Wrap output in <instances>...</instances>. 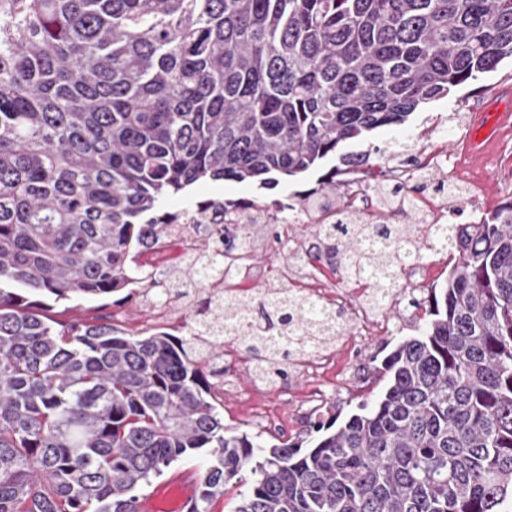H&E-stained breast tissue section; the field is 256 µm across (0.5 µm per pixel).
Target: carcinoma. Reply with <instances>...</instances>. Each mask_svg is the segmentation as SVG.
I'll return each mask as SVG.
<instances>
[{
  "instance_id": "obj_1",
  "label": "carcinoma",
  "mask_w": 512,
  "mask_h": 512,
  "mask_svg": "<svg viewBox=\"0 0 512 512\" xmlns=\"http://www.w3.org/2000/svg\"><path fill=\"white\" fill-rule=\"evenodd\" d=\"M512 59V0H0V512H136L144 486L211 451L190 512L255 479L234 512H506L512 502V199L448 225L453 265L418 336L338 429L303 444L236 434L208 400L224 340L266 377L346 327L286 287L222 307L211 270L250 241L188 256L189 286L139 264L176 224L164 199L203 180L271 189L338 155L300 197L323 257L384 301L437 247L350 224L337 176L373 177L404 142L343 153ZM139 288L185 305L189 334L63 324L45 297Z\"/></svg>"
}]
</instances>
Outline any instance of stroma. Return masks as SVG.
<instances>
[{"label":"stroma","instance_id":"35a3bbf8","mask_svg":"<svg viewBox=\"0 0 512 512\" xmlns=\"http://www.w3.org/2000/svg\"><path fill=\"white\" fill-rule=\"evenodd\" d=\"M512 85V60H504L497 71L482 75L476 82L456 87L444 97L422 105L402 125L377 129L359 142V149L390 143L411 141L422 161L406 175L407 185L420 184L429 175L427 165L433 147H447L454 164L444 179L448 187L461 181L474 185L480 200L477 209L457 211L452 221L472 224L491 212L497 205L512 197V131H502L482 159L467 155L464 144L471 131V115L499 90ZM321 169H314L289 179L276 189L265 190L251 182H201L170 202L171 210L188 209L206 199L251 200L264 205H293L298 195L317 189ZM430 272L426 279L408 282L406 291L396 292L380 313L386 328L377 336H363L347 330L333 354L332 363L314 374L290 372L266 386L255 382L248 369L235 366L227 376L236 381L239 392L228 395L216 392L225 426L261 436L262 440L282 437L288 440L308 439L316 415L335 416L344 424L357 413L364 400H375L386 388L388 378L382 361L401 341L418 335L427 317L424 309L412 306V299H426L430 289L444 285L451 265L447 256L428 254ZM51 316L61 322L75 320L95 322L112 318L123 328L145 332L154 329L152 309L143 298L135 296L122 302L92 299L73 306L72 302L52 303Z\"/></svg>","mask_w":512,"mask_h":512}]
</instances>
